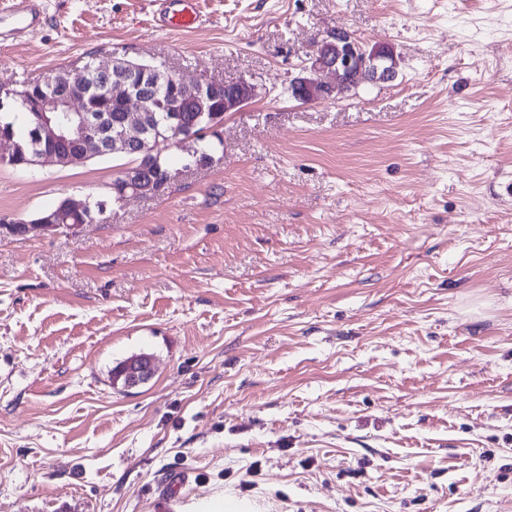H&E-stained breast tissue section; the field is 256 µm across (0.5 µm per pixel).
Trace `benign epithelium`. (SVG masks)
Masks as SVG:
<instances>
[{"label":"benign epithelium","mask_w":512,"mask_h":512,"mask_svg":"<svg viewBox=\"0 0 512 512\" xmlns=\"http://www.w3.org/2000/svg\"><path fill=\"white\" fill-rule=\"evenodd\" d=\"M386 56H395L391 48H367L350 32L336 29L319 40L309 55L308 65L301 69L291 84L299 102L305 104L339 90V85L355 90L365 83L392 81L397 68L382 77H372L378 62ZM142 68L137 62L114 58L109 64L96 66L95 73L77 67L61 73L42 77L54 91L47 92L34 102L18 100L16 104L28 110L35 119L36 132L32 151L25 153L8 135L0 134V145L8 152H0V162L26 169L43 163L59 168H69L85 163L97 156L120 152L136 155L138 159L121 168L118 181L110 185L115 192V204L122 205L133 197H156L167 193L178 182L181 173L199 165L197 161H183L181 167H164L160 164L158 144L164 142L177 147L191 157L200 152V144L219 131L224 124V114L237 112L259 95V86L245 78L233 83L224 93V113L204 111V100L213 93L207 83L185 76H176L159 64H150L157 81L176 87V100L170 104L162 140L150 141L152 130L148 119L156 95L141 91L127 79V74ZM102 79L103 90L111 97L122 100L124 112L115 117L81 110L78 103L92 87V77ZM185 107L200 110L199 122L188 125L181 111ZM91 203L75 201L69 196L59 198L49 210L37 213L30 220H0V234L26 238L62 231H76L90 211ZM154 374V361L138 358L125 364V390L129 391L147 383Z\"/></svg>","instance_id":"obj_1"}]
</instances>
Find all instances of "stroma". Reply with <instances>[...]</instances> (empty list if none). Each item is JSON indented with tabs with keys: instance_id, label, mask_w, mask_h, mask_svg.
<instances>
[{
	"instance_id": "35a3bbf8",
	"label": "stroma",
	"mask_w": 512,
	"mask_h": 512,
	"mask_svg": "<svg viewBox=\"0 0 512 512\" xmlns=\"http://www.w3.org/2000/svg\"><path fill=\"white\" fill-rule=\"evenodd\" d=\"M202 8L46 0L0 40V85L121 56L260 87L169 194L0 236V512H512V0ZM335 28L395 79L295 102ZM120 165H0V217ZM197 1L151 0V3L158 5L159 18L164 29L182 31L198 28L206 21ZM123 376L126 377L125 391L146 384L154 374V361L150 358H138L128 361Z\"/></svg>"
}]
</instances>
